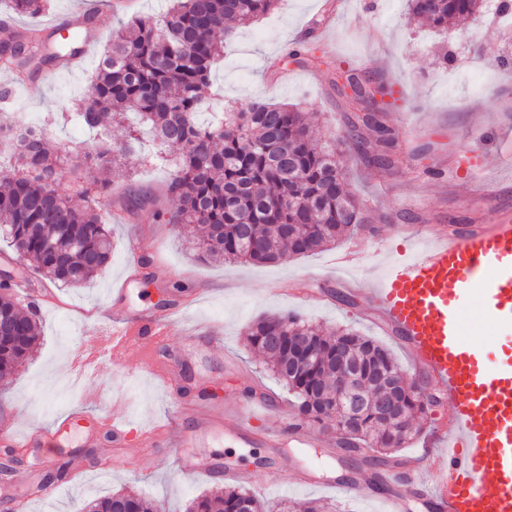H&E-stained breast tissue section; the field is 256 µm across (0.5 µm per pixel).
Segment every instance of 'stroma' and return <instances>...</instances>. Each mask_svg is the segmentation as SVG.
Masks as SVG:
<instances>
[{"label": "stroma", "mask_w": 512, "mask_h": 512, "mask_svg": "<svg viewBox=\"0 0 512 512\" xmlns=\"http://www.w3.org/2000/svg\"><path fill=\"white\" fill-rule=\"evenodd\" d=\"M329 1L335 19L326 31L308 36L312 20ZM169 4L133 0L127 10L98 15L97 41L75 70L46 69L26 82L0 71V89L11 94L7 106L12 120L44 126L53 145L83 137L69 112L74 100H90L96 59L113 28L135 16L162 13ZM405 9L406 0H281L275 11L238 27L225 40L208 89L218 100L217 111H235L251 102L296 104L314 115L319 139L341 134L347 123L348 110L331 82V66L368 67L376 80L392 84L395 102L387 120L397 137L396 167L378 172L351 151L342 155L368 230L344 235L304 257L254 266L199 257L189 248L194 225L158 223L151 206L122 213L105 208L102 218L112 232L109 266L77 287L51 284L61 304L40 313L37 350L11 377L0 380V422H10L18 435L48 430L57 418L81 413L74 433L55 440L43 453L54 460L79 455L84 466L61 480L52 502L14 482L0 483V501L14 512H85L90 501L131 489L153 499L160 512H186L194 497L224 487V479L183 472L172 448L144 454L131 444L106 455L102 437L88 436L84 419L130 420L141 434L170 422L191 424L190 408L204 394L222 406L266 391L291 403V393L245 340L248 325L264 316L293 311L327 328H352L386 346L407 382L425 379L413 353L385 326L379 305L364 292L383 270L382 258L367 254L366 248L381 240L392 253L417 251L427 246L429 227L466 229L489 223L497 211L512 210V68L501 64L512 59V30L484 16L467 20L461 35L438 31L407 23ZM306 40L321 65L292 63L287 74L274 72L288 49ZM447 50L455 56L449 67L441 62ZM483 126L490 133L482 138L478 132ZM170 174L167 165L121 160L97 172L110 187H129L141 195L158 192ZM134 235L157 246L149 257L153 275L134 281L118 299L112 290L132 265L129 239ZM346 250H360L364 256L353 269L341 271L335 258ZM162 298L188 306L167 339L168 361L186 378L182 393L174 394L144 370V351L134 342L121 359L100 363L96 386H82L75 366L82 340L101 327L84 317L83 309L102 312L118 301L138 309ZM201 323L217 341L183 361L185 338ZM313 432V448L292 442L279 448L246 447L224 435L208 448L207 459L224 468L259 467L262 486L255 494L268 512H281L288 500L299 507L328 502L341 512H378L364 493L299 486L298 476L305 471L326 478L374 475L372 468L337 449L333 432L318 426Z\"/></svg>", "instance_id": "stroma-1"}]
</instances>
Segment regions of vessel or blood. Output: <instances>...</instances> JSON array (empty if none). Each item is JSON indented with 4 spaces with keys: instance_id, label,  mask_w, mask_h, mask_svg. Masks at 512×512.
I'll return each instance as SVG.
<instances>
[{
    "instance_id": "vessel-or-blood-1",
    "label": "vessel or blood",
    "mask_w": 512,
    "mask_h": 512,
    "mask_svg": "<svg viewBox=\"0 0 512 512\" xmlns=\"http://www.w3.org/2000/svg\"><path fill=\"white\" fill-rule=\"evenodd\" d=\"M370 292L392 331L440 383L441 400L450 408L448 419L434 424V450L421 469H407L404 489L376 493V503L384 512H405L408 492L421 490L430 512H512V346L478 344L467 335L473 310L499 332L512 331V212L500 211L493 223L462 234L434 230L421 252L389 262ZM171 316L168 309L115 306L101 348L117 355L138 341L148 350L147 366L170 381L158 352ZM275 408L270 399L254 398L224 419L203 403L193 428H155L142 447L177 449L184 472L249 484V468L202 466L200 450L225 431L269 448L279 447L288 432L301 443L312 441L304 425L284 418L272 423Z\"/></svg>"
}]
</instances>
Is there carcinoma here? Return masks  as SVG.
Returning a JSON list of instances; mask_svg holds the SVG:
<instances>
[{
    "label": "carcinoma",
    "instance_id": "cac0c4a2",
    "mask_svg": "<svg viewBox=\"0 0 512 512\" xmlns=\"http://www.w3.org/2000/svg\"><path fill=\"white\" fill-rule=\"evenodd\" d=\"M51 0H6L5 9L31 19L0 43L8 70L61 66L84 50L94 21L85 17L68 35H51L36 23ZM280 0H176L159 17L139 16L112 33V44L95 69V102L80 104L75 119L106 132L129 111L141 114L164 146H179L175 170L161 188L165 205L155 216L164 224H195L191 244L203 258L269 264L302 256L336 242L346 227L364 223L359 201L346 183L340 148L350 147L369 167H394L396 134L387 124L390 85L356 68H336L334 85L352 115L342 136L315 148L312 130L296 106L253 103L204 125L197 119L207 103L214 60L223 53L219 35L229 24L266 15ZM408 19H424L438 30L479 15L483 0H407ZM310 46L292 47L285 60L320 64ZM77 156L89 169L115 161L106 142L65 143L52 151L45 134L17 152L16 164L0 171V238L18 254L17 274L35 272L53 283L77 286L108 265L111 233L100 210L114 202L109 185L95 179L78 189L84 205H73L59 190L57 170ZM0 379L33 352L40 337L37 315L23 313L7 281L0 282ZM251 347L296 399L298 418L323 421L336 403V348L346 347L364 404L361 428L346 436L336 422V447L355 449L374 467L389 466L392 454L419 432L414 410L419 399L403 387L405 377L388 349L350 328L329 331L285 312L263 318L247 330ZM404 398L403 418L389 421L378 399L389 385ZM87 512H158L148 498L115 492L93 500ZM187 512H264L261 501L237 486L194 498Z\"/></svg>",
    "mask_w": 512,
    "mask_h": 512
}]
</instances>
